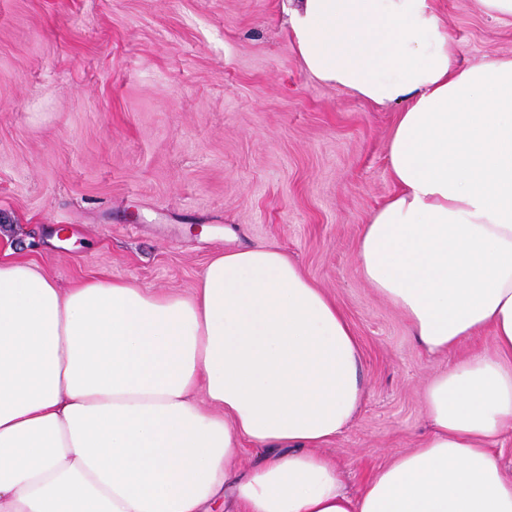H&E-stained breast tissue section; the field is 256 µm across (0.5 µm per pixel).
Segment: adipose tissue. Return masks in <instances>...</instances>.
Listing matches in <instances>:
<instances>
[{
  "instance_id": "1",
  "label": "adipose tissue",
  "mask_w": 512,
  "mask_h": 512,
  "mask_svg": "<svg viewBox=\"0 0 512 512\" xmlns=\"http://www.w3.org/2000/svg\"><path fill=\"white\" fill-rule=\"evenodd\" d=\"M287 35L318 82L400 108L365 280L427 354L490 347L353 494L319 448L361 403L359 343L286 252L215 255L187 296L0 260V512H512V58L461 67L434 0H298Z\"/></svg>"
}]
</instances>
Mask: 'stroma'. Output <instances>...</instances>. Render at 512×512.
I'll return each mask as SVG.
<instances>
[{"label":"stroma","mask_w":512,"mask_h":512,"mask_svg":"<svg viewBox=\"0 0 512 512\" xmlns=\"http://www.w3.org/2000/svg\"><path fill=\"white\" fill-rule=\"evenodd\" d=\"M287 0H0V258L59 287L189 294L214 254L288 253L345 313L364 398L323 448L358 491L427 432L428 356L363 278L357 243L392 196L398 106L317 82ZM460 66L512 57V20L435 0Z\"/></svg>","instance_id":"obj_1"}]
</instances>
